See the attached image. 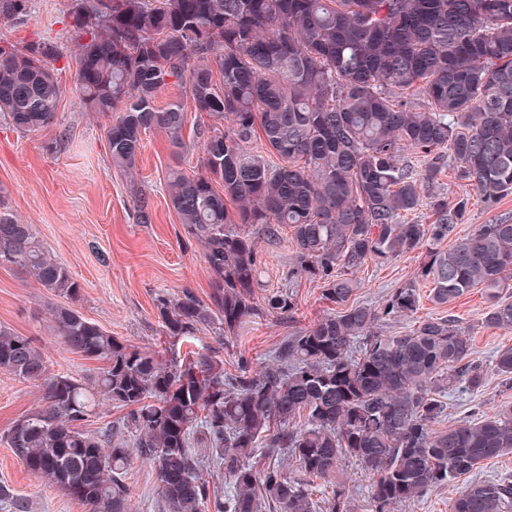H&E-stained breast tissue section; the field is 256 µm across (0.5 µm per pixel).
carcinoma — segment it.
Segmentation results:
<instances>
[{
  "instance_id": "obj_1",
  "label": "carcinoma",
  "mask_w": 512,
  "mask_h": 512,
  "mask_svg": "<svg viewBox=\"0 0 512 512\" xmlns=\"http://www.w3.org/2000/svg\"><path fill=\"white\" fill-rule=\"evenodd\" d=\"M31 2L0 0V16L18 19ZM71 40L74 92L111 117L114 165L135 170L152 129L182 146L183 104L156 105L174 84L212 118L194 131L201 171L166 182L212 276L206 301L158 299L170 345L290 314L301 279L341 311L285 339L258 371L245 361L226 373L208 353L163 361L85 319L79 282L32 225L0 210V263L68 300L50 310V328L65 351L104 364L90 382L52 373L31 337L0 325V370L41 389L42 405L3 434L31 472L85 512H129L134 450L155 471L165 512H351L344 488L323 498L283 463L325 480L352 459L373 474L375 512H391L512 454V408L437 428L447 392L486 381L462 328L428 318L407 334L378 330L416 313L423 283L440 305L484 288L486 323L512 328V301L499 297L512 278V223L460 238L468 199L434 191L448 157L485 203L512 193V0H74ZM61 58L51 37L0 45V118L23 133L49 125ZM425 205L430 224L406 221ZM286 226L295 252L285 284L259 304L258 242H277ZM425 244L415 276L380 307L349 304L351 274ZM493 369L512 381V347ZM105 403L123 415L83 429ZM0 512H27L4 482ZM449 512H512V480L467 485Z\"/></svg>"
}]
</instances>
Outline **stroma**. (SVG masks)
Returning a JSON list of instances; mask_svg holds the SVG:
<instances>
[{
  "label": "stroma",
  "instance_id": "stroma-1",
  "mask_svg": "<svg viewBox=\"0 0 512 512\" xmlns=\"http://www.w3.org/2000/svg\"><path fill=\"white\" fill-rule=\"evenodd\" d=\"M72 8L73 0H33L26 16L8 24L0 22L1 41L21 45L47 31L63 53L58 75L62 96L54 121L34 133L0 123V206L33 225L46 250L80 283L82 297L76 308L85 318L126 343L160 355L165 337L157 318L158 298L173 300L189 291L203 300L211 288L201 243L185 233L166 202L169 172L196 171L199 150L194 129L209 124L210 119L187 110L181 148L173 146L163 132L147 131L137 158L138 178H127L112 163L106 137L109 117L84 111L73 92L77 64L67 25ZM439 191L451 199H468V215L458 228L459 235L471 234L481 224L512 222V193L486 205L471 186L458 179L453 166H446ZM142 195L151 202L147 224L138 219L137 199ZM293 253L288 229L278 243L261 247L256 297L281 287ZM422 259V252L416 250L381 265L366 264L355 274L359 287L352 302L379 306L393 288L414 276ZM293 292L295 308L288 318H250L223 338L204 330L200 341L223 360L229 373L236 372L245 359L268 361L284 338L298 335L338 311L337 305L326 299L321 284L304 280ZM420 294L417 313L383 324V331L404 334L430 317L454 319L470 336L474 359L489 370L479 392L448 395L443 426L512 407V386L491 371L496 353L512 346V329L486 325L483 288L471 289L444 305L432 301L429 288H421ZM59 303V297L40 288L22 270L0 265V325L32 337L51 372L92 379L98 372L97 362L66 352L48 326L49 311ZM38 399L36 384L0 371V433L34 410ZM503 477L512 478V454L484 462L448 487L399 503L391 512H449L451 498L468 481ZM0 481L26 500L28 512H85L78 500L29 471L1 441ZM125 482L131 512H163L156 474L140 457H132ZM371 482L368 471L350 459L341 461L327 480L328 486L347 490L352 512H372Z\"/></svg>",
  "mask_w": 512,
  "mask_h": 512
}]
</instances>
